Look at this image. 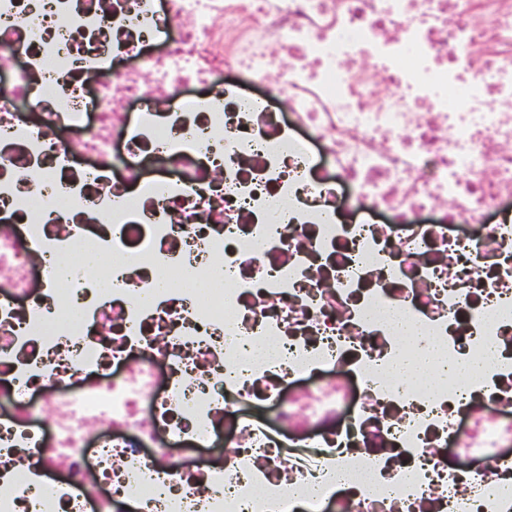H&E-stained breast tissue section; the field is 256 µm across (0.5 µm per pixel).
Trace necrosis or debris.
Listing matches in <instances>:
<instances>
[{"mask_svg":"<svg viewBox=\"0 0 512 512\" xmlns=\"http://www.w3.org/2000/svg\"><path fill=\"white\" fill-rule=\"evenodd\" d=\"M509 484L512 0H0V512ZM480 366L475 362L458 363L453 365L437 364L433 359L428 358L423 361L417 370H409L402 366L395 371V375L410 382L413 380H422V383H431L442 378H470L478 374Z\"/></svg>","mask_w":512,"mask_h":512,"instance_id":"4bbe7bcc","label":"necrosis or debris"}]
</instances>
